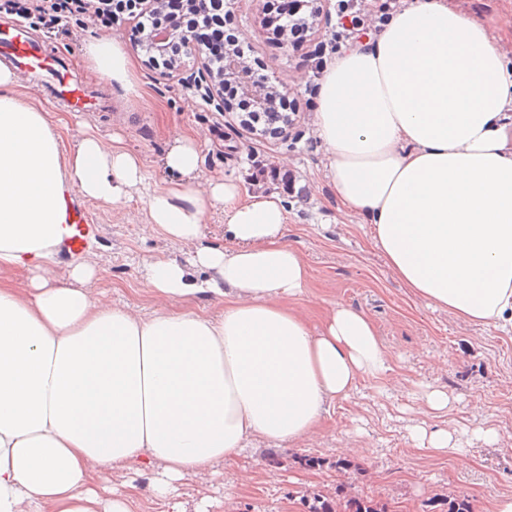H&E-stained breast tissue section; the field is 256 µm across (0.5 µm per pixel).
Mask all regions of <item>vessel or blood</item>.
Instances as JSON below:
<instances>
[{
  "label": "vessel or blood",
  "mask_w": 512,
  "mask_h": 512,
  "mask_svg": "<svg viewBox=\"0 0 512 512\" xmlns=\"http://www.w3.org/2000/svg\"><path fill=\"white\" fill-rule=\"evenodd\" d=\"M0 59L19 69H38L54 76L59 71L62 53L32 40L27 24L17 20L0 30ZM51 96L62 102L67 109L79 110L85 106L87 92L82 86H65L61 81L55 80ZM93 232L94 227L88 223L83 209L76 204L70 205L63 226V251L70 255L81 253Z\"/></svg>",
  "instance_id": "obj_1"
}]
</instances>
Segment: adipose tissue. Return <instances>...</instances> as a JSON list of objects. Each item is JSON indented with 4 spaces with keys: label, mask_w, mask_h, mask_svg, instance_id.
I'll use <instances>...</instances> for the list:
<instances>
[{
    "label": "adipose tissue",
    "mask_w": 512,
    "mask_h": 512,
    "mask_svg": "<svg viewBox=\"0 0 512 512\" xmlns=\"http://www.w3.org/2000/svg\"><path fill=\"white\" fill-rule=\"evenodd\" d=\"M86 53L136 94L119 41ZM314 123L342 210L393 276L462 321L512 332V65L487 29L451 0H413L328 63ZM62 126L0 64V512H132L137 489L100 499L108 472L151 471L166 498L183 479L218 478L250 439L301 445L331 406L391 372L366 313L339 304L311 328L308 265L278 194L200 181L187 138L163 159L176 181L148 196L147 223L189 248L146 262L156 310L95 299L94 262L57 276L69 191L115 205L144 182L120 139L88 132L67 149ZM218 207L224 240L202 244ZM198 294L220 311L182 307Z\"/></svg>",
    "instance_id": "obj_1"
}]
</instances>
